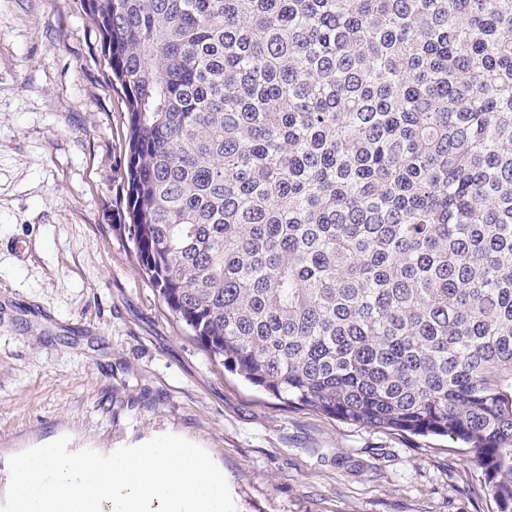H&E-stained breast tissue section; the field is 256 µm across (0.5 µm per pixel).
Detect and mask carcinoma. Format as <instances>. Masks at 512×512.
Instances as JSON below:
<instances>
[{"mask_svg":"<svg viewBox=\"0 0 512 512\" xmlns=\"http://www.w3.org/2000/svg\"><path fill=\"white\" fill-rule=\"evenodd\" d=\"M123 232L224 370L467 450L512 512V0H83Z\"/></svg>","mask_w":512,"mask_h":512,"instance_id":"obj_1","label":"carcinoma"}]
</instances>
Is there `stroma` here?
I'll return each instance as SVG.
<instances>
[{"label": "stroma", "instance_id": "obj_1", "mask_svg": "<svg viewBox=\"0 0 512 512\" xmlns=\"http://www.w3.org/2000/svg\"><path fill=\"white\" fill-rule=\"evenodd\" d=\"M81 0H0V503L9 460L165 434L236 512H496L463 449L284 405L212 361L120 228L129 138Z\"/></svg>", "mask_w": 512, "mask_h": 512}]
</instances>
